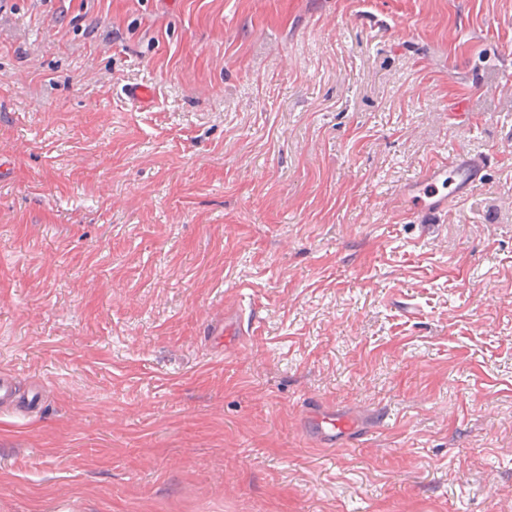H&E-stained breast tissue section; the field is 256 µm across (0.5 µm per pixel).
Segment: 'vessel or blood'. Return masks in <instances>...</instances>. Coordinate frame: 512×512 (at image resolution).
Masks as SVG:
<instances>
[{
  "label": "vessel or blood",
  "mask_w": 512,
  "mask_h": 512,
  "mask_svg": "<svg viewBox=\"0 0 512 512\" xmlns=\"http://www.w3.org/2000/svg\"><path fill=\"white\" fill-rule=\"evenodd\" d=\"M487 166L486 158H443L429 166L423 179L406 199L413 211L438 212L447 208L451 198L462 195L464 189L479 178Z\"/></svg>",
  "instance_id": "1"
}]
</instances>
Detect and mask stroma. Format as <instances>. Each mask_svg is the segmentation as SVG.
<instances>
[{
	"label": "stroma",
	"mask_w": 512,
	"mask_h": 512,
	"mask_svg": "<svg viewBox=\"0 0 512 512\" xmlns=\"http://www.w3.org/2000/svg\"><path fill=\"white\" fill-rule=\"evenodd\" d=\"M0 377V512H512V0H0ZM486 167V157L476 160L442 158L427 168L423 179L408 194L406 207L413 211L444 210L448 208V201L462 195L463 190L479 178ZM447 183L448 188L454 185L452 191L448 194L440 192L439 185L447 188Z\"/></svg>",
	"instance_id": "35a3bbf8"
}]
</instances>
